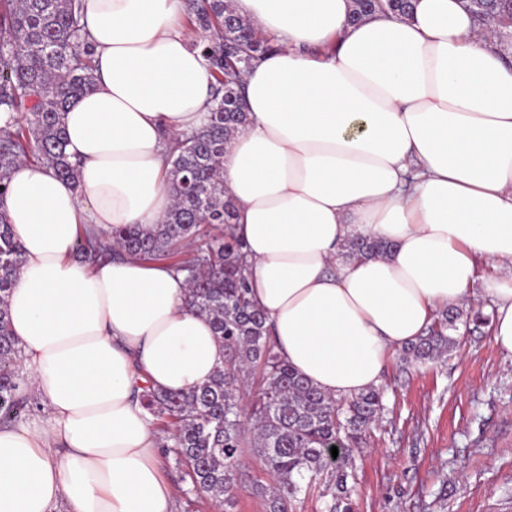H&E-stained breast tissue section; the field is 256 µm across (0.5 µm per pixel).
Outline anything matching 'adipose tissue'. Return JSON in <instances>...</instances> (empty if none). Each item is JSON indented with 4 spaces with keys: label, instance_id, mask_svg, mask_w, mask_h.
I'll return each mask as SVG.
<instances>
[{
    "label": "adipose tissue",
    "instance_id": "1",
    "mask_svg": "<svg viewBox=\"0 0 512 512\" xmlns=\"http://www.w3.org/2000/svg\"><path fill=\"white\" fill-rule=\"evenodd\" d=\"M95 89L65 116L77 181L20 165L0 217L22 245L7 299L42 412L0 427V512H176L144 386L183 391L224 351L185 272L78 239L153 228L172 198L167 138L203 126L213 78L182 0H83ZM276 43L243 75L249 122L224 150L251 297L289 366L328 395L378 386L436 312L482 288L512 355V50L460 0L352 21L353 0H234ZM391 243L341 261L348 240Z\"/></svg>",
    "mask_w": 512,
    "mask_h": 512
}]
</instances>
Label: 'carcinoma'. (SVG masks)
<instances>
[{
  "mask_svg": "<svg viewBox=\"0 0 512 512\" xmlns=\"http://www.w3.org/2000/svg\"><path fill=\"white\" fill-rule=\"evenodd\" d=\"M81 0H0V203L11 172L25 161L76 181L64 153L68 107L94 86L93 48L82 19ZM354 16L376 12L401 19L411 0H354ZM463 7L479 27L512 29V0H491L483 10L474 0ZM187 24L200 33L192 41L208 61L214 105L200 129L170 140L168 150L173 204L164 222L150 230L126 224L105 234L89 233L76 252L85 262L116 256L169 261L188 273L186 302L206 315L224 347V363L205 383L188 391L147 389L142 394L185 484L224 512H233L241 481L239 462L249 448L274 485L255 482L265 512H293L299 496L325 477L331 494L327 512H353L347 487L353 452L385 410L383 393L369 389L336 399L289 368L276 349L266 317L251 299L243 245L231 232L235 203L224 187L225 145L248 123L242 104V76L274 49L235 10L233 0H184ZM386 242L355 237L343 257L383 255ZM22 259L10 225L0 221V422L31 411L23 393V367L11 335L7 297ZM460 310L442 311L403 350L419 364L439 360L458 344ZM344 465L332 467L331 447Z\"/></svg>",
  "mask_w": 512,
  "mask_h": 512,
  "instance_id": "cac0c4a2",
  "label": "carcinoma"
}]
</instances>
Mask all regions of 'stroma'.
Masks as SVG:
<instances>
[{
  "label": "stroma",
  "instance_id": "35a3bbf8",
  "mask_svg": "<svg viewBox=\"0 0 512 512\" xmlns=\"http://www.w3.org/2000/svg\"><path fill=\"white\" fill-rule=\"evenodd\" d=\"M462 308L459 343L438 361L393 357L386 411L348 465L354 512H512V357Z\"/></svg>",
  "mask_w": 512,
  "mask_h": 512
}]
</instances>
